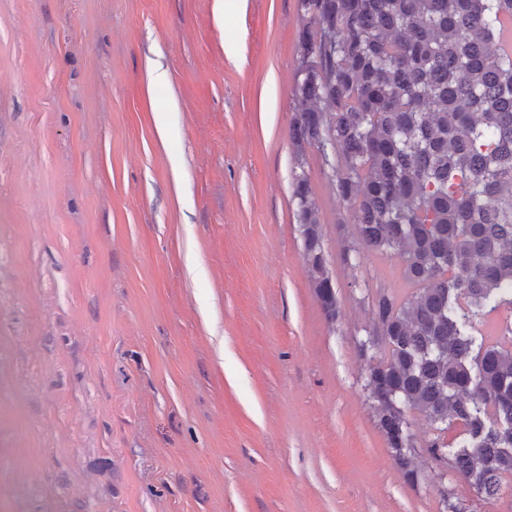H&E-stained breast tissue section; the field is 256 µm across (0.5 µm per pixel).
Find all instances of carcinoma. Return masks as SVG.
I'll list each match as a JSON object with an SVG mask.
<instances>
[{
    "mask_svg": "<svg viewBox=\"0 0 512 512\" xmlns=\"http://www.w3.org/2000/svg\"><path fill=\"white\" fill-rule=\"evenodd\" d=\"M292 137L336 145L339 196L377 255L415 287L371 300L361 356L387 447L413 482L407 412L436 425L482 496L512 476V0H298ZM311 286L327 317L336 290L318 210L294 188ZM461 427L453 440L448 432Z\"/></svg>",
    "mask_w": 512,
    "mask_h": 512,
    "instance_id": "1",
    "label": "carcinoma"
}]
</instances>
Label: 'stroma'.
I'll return each instance as SVG.
<instances>
[{
    "instance_id": "obj_1",
    "label": "stroma",
    "mask_w": 512,
    "mask_h": 512,
    "mask_svg": "<svg viewBox=\"0 0 512 512\" xmlns=\"http://www.w3.org/2000/svg\"><path fill=\"white\" fill-rule=\"evenodd\" d=\"M215 5L0 0V512L472 501L413 411L405 480L367 398L369 301L410 287L400 258L364 249L323 153L291 137L297 0ZM297 218L302 229L304 253L310 265L311 286L327 317L336 314V290L326 268L318 210L305 179L295 184Z\"/></svg>"
}]
</instances>
